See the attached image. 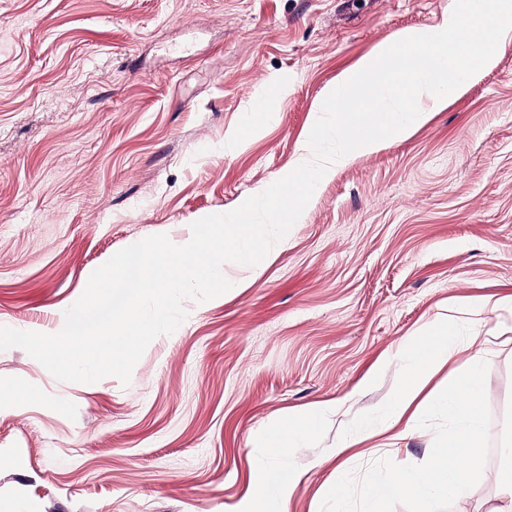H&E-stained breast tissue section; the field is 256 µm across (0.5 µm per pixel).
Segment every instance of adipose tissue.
<instances>
[{"label":"adipose tissue","mask_w":512,"mask_h":512,"mask_svg":"<svg viewBox=\"0 0 512 512\" xmlns=\"http://www.w3.org/2000/svg\"><path fill=\"white\" fill-rule=\"evenodd\" d=\"M458 330L452 316L434 315L426 325L408 336L400 371L402 380L393 394L377 410L374 418L356 419L348 436L336 445L337 454H344L375 436L377 431H395L406 437L416 427L414 402L432 376L453 357L458 349ZM485 362L482 350H475L463 371L450 377L448 386L429 400L430 408L447 413L456 425L446 447L432 451L428 474L402 468L384 482L370 485L368 496L373 504L412 493L420 502L422 512H436L435 507L449 499L462 500L472 493L469 473L480 464L479 449L483 441L480 422L484 399ZM335 409L333 403L316 404L302 422L272 424L264 445L271 454L300 445L318 430L324 417ZM301 472L286 470L273 464L253 469L250 489L229 512H259L262 502L272 503L276 512H288V503L300 484Z\"/></svg>","instance_id":"1"}]
</instances>
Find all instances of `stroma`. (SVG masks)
<instances>
[{
	"mask_svg": "<svg viewBox=\"0 0 512 512\" xmlns=\"http://www.w3.org/2000/svg\"><path fill=\"white\" fill-rule=\"evenodd\" d=\"M454 3L0 0V326L50 332L131 241L181 239L276 180L343 70ZM262 92L274 119L246 130ZM227 275L242 288L186 301L129 385L0 351V512H225L271 461L306 472L290 512H363L368 480L428 470L447 415L343 465L330 450L399 383L378 362L446 306L487 340L488 368L474 491L437 510L493 512L512 478V338L467 303L512 295V45L408 139L323 182L283 249ZM323 401L339 409L307 443L261 448ZM339 472L344 500L321 498Z\"/></svg>",
	"mask_w": 512,
	"mask_h": 512,
	"instance_id": "obj_1",
	"label": "stroma"
}]
</instances>
